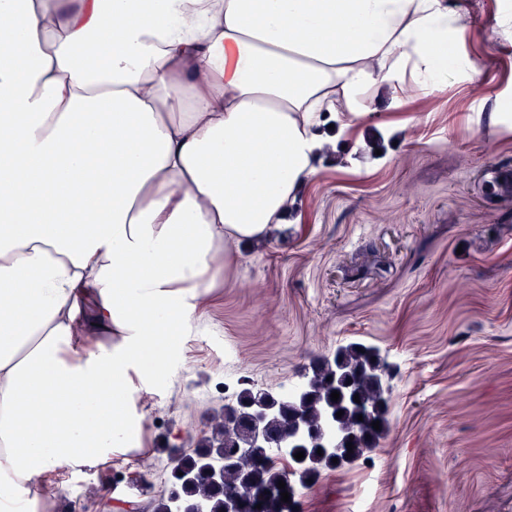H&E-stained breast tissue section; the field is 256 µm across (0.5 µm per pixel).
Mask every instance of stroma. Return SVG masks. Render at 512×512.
<instances>
[{"instance_id": "35a3bbf8", "label": "stroma", "mask_w": 512, "mask_h": 512, "mask_svg": "<svg viewBox=\"0 0 512 512\" xmlns=\"http://www.w3.org/2000/svg\"><path fill=\"white\" fill-rule=\"evenodd\" d=\"M473 78L389 92L337 129L269 237L229 270L144 393L142 446L39 488L43 512H135L206 447L244 376L280 393L358 343L386 364L374 448L298 486L300 512H512V0H446Z\"/></svg>"}]
</instances>
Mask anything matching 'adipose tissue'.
I'll return each mask as SVG.
<instances>
[{"label": "adipose tissue", "mask_w": 512, "mask_h": 512, "mask_svg": "<svg viewBox=\"0 0 512 512\" xmlns=\"http://www.w3.org/2000/svg\"><path fill=\"white\" fill-rule=\"evenodd\" d=\"M0 512L139 449L226 247L315 173L323 113L467 75L444 0H0Z\"/></svg>", "instance_id": "ef3b65f1"}]
</instances>
